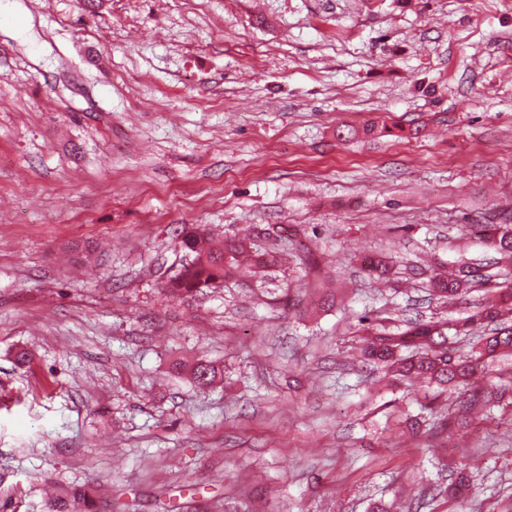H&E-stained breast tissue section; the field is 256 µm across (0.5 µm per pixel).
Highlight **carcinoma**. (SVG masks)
Returning a JSON list of instances; mask_svg holds the SVG:
<instances>
[{
  "instance_id": "1",
  "label": "carcinoma",
  "mask_w": 512,
  "mask_h": 512,
  "mask_svg": "<svg viewBox=\"0 0 512 512\" xmlns=\"http://www.w3.org/2000/svg\"><path fill=\"white\" fill-rule=\"evenodd\" d=\"M476 234L496 253L512 258V229L508 225L479 224ZM180 246L189 252L190 259L166 284L168 293L175 297H188L203 288L221 286L237 258L247 251L245 239L241 237L215 240L199 228L183 235ZM482 281L484 275L480 268L462 264L434 274L429 288L441 299L454 300ZM492 292L493 299L486 305L453 325L458 335L483 333L465 358L448 352L446 322H415L397 333H375L365 339L363 355L404 379H424L439 386H464L478 368L512 353V325L498 323L501 310L512 307V265L504 267L503 281ZM189 375L194 385L207 388L223 379V370L199 360L193 363ZM469 490V479L461 471L457 480L448 484V497L460 500ZM88 499L86 490L73 487L64 497L48 502V512H77Z\"/></svg>"
}]
</instances>
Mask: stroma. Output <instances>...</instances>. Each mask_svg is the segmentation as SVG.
Here are the masks:
<instances>
[{"label":"stroma","mask_w":512,"mask_h":512,"mask_svg":"<svg viewBox=\"0 0 512 512\" xmlns=\"http://www.w3.org/2000/svg\"><path fill=\"white\" fill-rule=\"evenodd\" d=\"M504 222L512 0H0V512H512V404L397 424L512 365L400 381L358 331L467 316L499 272L467 227ZM197 227L279 261L172 296ZM200 358L223 381L171 371ZM482 281L484 275L479 267L462 264L452 267L448 272L434 273L429 280V290L440 299L454 300ZM88 493L81 487L71 488L64 497L49 501V512H76L82 504L88 503Z\"/></svg>","instance_id":"stroma-1"}]
</instances>
